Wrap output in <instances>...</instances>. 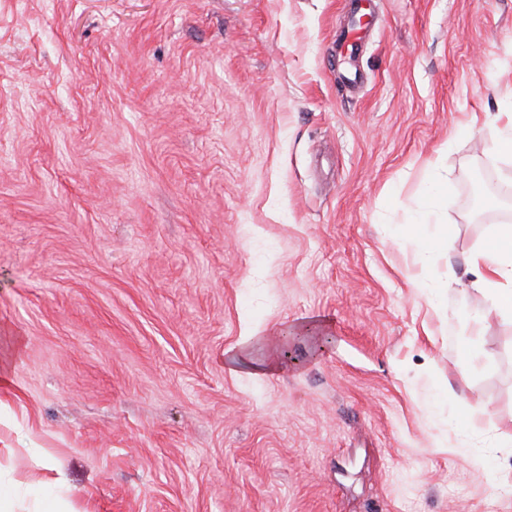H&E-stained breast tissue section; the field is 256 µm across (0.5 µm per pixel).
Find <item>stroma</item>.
<instances>
[{
    "label": "stroma",
    "mask_w": 512,
    "mask_h": 512,
    "mask_svg": "<svg viewBox=\"0 0 512 512\" xmlns=\"http://www.w3.org/2000/svg\"><path fill=\"white\" fill-rule=\"evenodd\" d=\"M372 9L352 61L348 0H0L15 512H512V320L464 264L512 224V0ZM368 20L364 23H353L345 27L338 38V46L342 51L349 53L350 57H354L358 54L361 48L362 42V31L368 24ZM505 117L500 135L488 144V152L496 157L512 156V113L501 112L499 119ZM449 231L447 225L442 231L432 238L416 236L417 241V264L421 272L428 269L431 258L436 253L448 250Z\"/></svg>",
    "instance_id": "obj_1"
}]
</instances>
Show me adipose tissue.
<instances>
[{"instance_id": "obj_1", "label": "adipose tissue", "mask_w": 512, "mask_h": 512, "mask_svg": "<svg viewBox=\"0 0 512 512\" xmlns=\"http://www.w3.org/2000/svg\"><path fill=\"white\" fill-rule=\"evenodd\" d=\"M466 266L492 309L512 317V225H499L488 244L468 254Z\"/></svg>"}]
</instances>
